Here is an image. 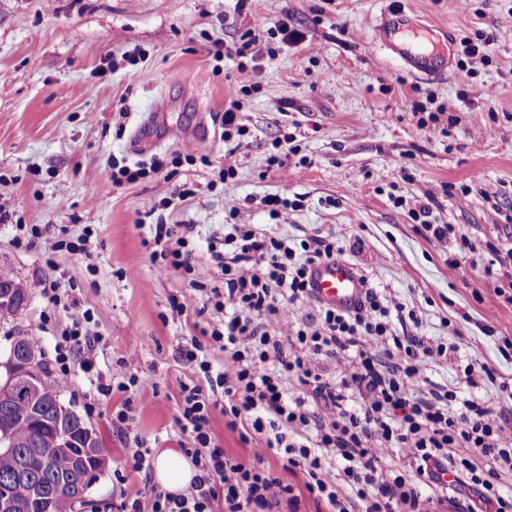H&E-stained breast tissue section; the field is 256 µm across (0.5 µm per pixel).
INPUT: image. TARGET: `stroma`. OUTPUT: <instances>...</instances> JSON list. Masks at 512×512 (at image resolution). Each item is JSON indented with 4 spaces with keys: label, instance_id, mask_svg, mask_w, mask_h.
<instances>
[{
    "label": "stroma",
    "instance_id": "obj_1",
    "mask_svg": "<svg viewBox=\"0 0 512 512\" xmlns=\"http://www.w3.org/2000/svg\"><path fill=\"white\" fill-rule=\"evenodd\" d=\"M0 0V269L21 281L26 306L0 320V360L14 337L25 336L53 364L71 328L47 288L89 308L90 335L100 349L92 372L72 362L60 380L62 397L95 428L109 461L143 439L149 448L179 447L175 424L181 383L195 379L175 350L185 319L204 299L179 274L158 275L142 241L141 220L193 225L198 259L207 240L224 232V201L232 198L255 224L300 239L331 229L357 249H345L379 288L396 295L421 320L422 336L457 328L497 379L512 378V303L496 296L512 278L486 277L489 246L512 248V0ZM403 12L426 26L452 62L460 42L498 33L486 62L466 87L449 75L418 78L373 45L383 13ZM287 24L289 41L273 37L275 54L253 67L236 56L215 60L214 42L233 46L246 30ZM238 98L246 127L235 138L237 174L219 171L225 145L224 109ZM440 108L423 127L415 102ZM293 134L299 152L287 172L269 170L274 141ZM192 149L200 163L162 170L110 187L116 162H149L156 154ZM494 193L482 197L476 180ZM189 185L187 202L167 205ZM298 207L270 218L261 198L279 192ZM402 206H394V198ZM434 224H451L474 252L448 266L446 245L426 241L410 215L419 204ZM38 234V243L23 240ZM84 240L91 260L58 247ZM186 304L172 317L168 300ZM492 331H484L486 315ZM449 326H442V319ZM151 386L134 397L133 423L112 422L124 401L115 383L130 377ZM111 385L109 395L98 383ZM142 476L116 483L104 471L90 497L100 512H116L134 497Z\"/></svg>",
    "mask_w": 512,
    "mask_h": 512
}]
</instances>
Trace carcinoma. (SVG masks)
<instances>
[{"label": "carcinoma", "instance_id": "carcinoma-1", "mask_svg": "<svg viewBox=\"0 0 512 512\" xmlns=\"http://www.w3.org/2000/svg\"><path fill=\"white\" fill-rule=\"evenodd\" d=\"M42 389L45 400L38 407L21 391L0 400V431L10 433L15 443L12 451H0V488L8 491L15 512H81L86 503L60 485L83 465L78 449L47 466L33 452L52 437L50 422L56 412L50 393L58 384L49 378Z\"/></svg>", "mask_w": 512, "mask_h": 512}]
</instances>
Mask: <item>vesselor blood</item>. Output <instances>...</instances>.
I'll return each instance as SVG.
<instances>
[{
	"label": "vessel or blood",
	"mask_w": 512,
	"mask_h": 512,
	"mask_svg": "<svg viewBox=\"0 0 512 512\" xmlns=\"http://www.w3.org/2000/svg\"><path fill=\"white\" fill-rule=\"evenodd\" d=\"M414 25L405 14L383 16L375 28L374 40L401 59L417 76H432L448 72L445 59L431 51L397 41L401 32L413 31ZM314 292L324 304L337 308H351L359 301L363 288L356 267L343 259L318 265L313 271Z\"/></svg>",
	"instance_id": "1"
}]
</instances>
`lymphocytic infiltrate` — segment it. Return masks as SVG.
Returning a JSON list of instances; mask_svg holds the SVG:
<instances>
[{
    "mask_svg": "<svg viewBox=\"0 0 512 512\" xmlns=\"http://www.w3.org/2000/svg\"><path fill=\"white\" fill-rule=\"evenodd\" d=\"M224 210L206 264L188 236L150 227L157 273L183 274L212 307L180 349L197 379L181 384L175 422L198 474L179 494L144 482L120 512H300L306 499L315 512H512L500 484L512 474V417L474 392L491 369L451 338L409 333L415 311L371 283L354 308L321 304L311 272L343 254L335 232L295 241L250 223L236 200ZM64 306L71 329L54 358L63 377L73 357L87 371L98 358L84 332L91 312ZM451 358L459 383L432 381L430 367ZM218 408L248 457L214 442Z\"/></svg>",
    "mask_w": 512,
    "mask_h": 512,
    "instance_id": "obj_1",
    "label": "lymphocytic infiltrate"
}]
</instances>
